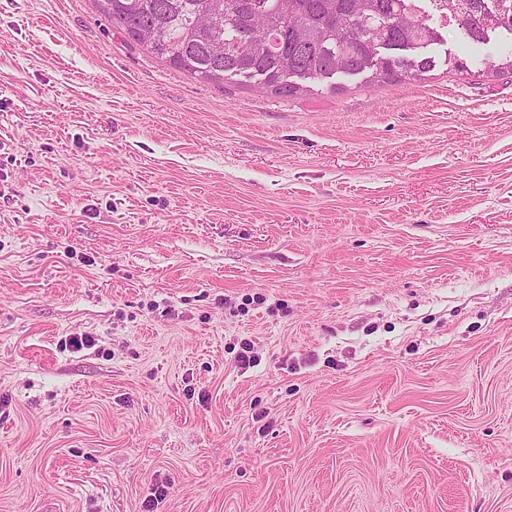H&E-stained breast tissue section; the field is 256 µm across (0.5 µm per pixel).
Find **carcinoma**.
Listing matches in <instances>:
<instances>
[{"instance_id":"carcinoma-1","label":"carcinoma","mask_w":512,"mask_h":512,"mask_svg":"<svg viewBox=\"0 0 512 512\" xmlns=\"http://www.w3.org/2000/svg\"><path fill=\"white\" fill-rule=\"evenodd\" d=\"M475 44L512 36V0H444ZM112 24L194 78H264L277 95L308 92L307 80L370 73L415 79L435 68L427 48L442 41L403 0H97Z\"/></svg>"}]
</instances>
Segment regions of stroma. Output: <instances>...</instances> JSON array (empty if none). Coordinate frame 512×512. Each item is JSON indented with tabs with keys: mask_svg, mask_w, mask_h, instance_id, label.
<instances>
[{
	"mask_svg": "<svg viewBox=\"0 0 512 512\" xmlns=\"http://www.w3.org/2000/svg\"><path fill=\"white\" fill-rule=\"evenodd\" d=\"M504 50L287 98L0 0V512H512Z\"/></svg>",
	"mask_w": 512,
	"mask_h": 512,
	"instance_id": "1",
	"label": "stroma"
}]
</instances>
